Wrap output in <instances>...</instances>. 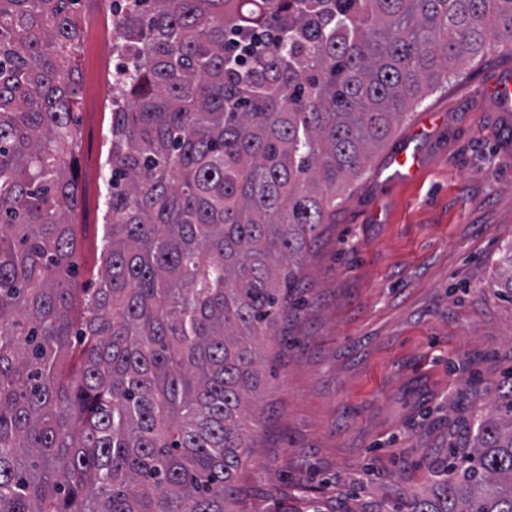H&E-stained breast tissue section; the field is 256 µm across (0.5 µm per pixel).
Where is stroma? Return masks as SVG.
Instances as JSON below:
<instances>
[{"label": "stroma", "mask_w": 512, "mask_h": 512, "mask_svg": "<svg viewBox=\"0 0 512 512\" xmlns=\"http://www.w3.org/2000/svg\"><path fill=\"white\" fill-rule=\"evenodd\" d=\"M109 0H80L84 196L78 281L100 266L109 79L120 59ZM512 52L469 61L397 121L301 266L265 340L261 418L233 512H411L449 448L512 371V299L492 283L512 242V157L487 88ZM414 152V176L393 153Z\"/></svg>", "instance_id": "stroma-1"}]
</instances>
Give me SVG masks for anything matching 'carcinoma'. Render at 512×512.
Here are the masks:
<instances>
[{
    "label": "carcinoma",
    "mask_w": 512,
    "mask_h": 512,
    "mask_svg": "<svg viewBox=\"0 0 512 512\" xmlns=\"http://www.w3.org/2000/svg\"><path fill=\"white\" fill-rule=\"evenodd\" d=\"M76 0H0V512H231L262 354L336 190L512 0H111L78 260ZM493 287L512 299V244ZM411 512H512V372ZM110 1L81 0L77 6L84 28V38L78 48L81 95L76 111L80 120L81 145L74 166L84 196V211L77 218L83 238L79 283L88 280V269L96 274L100 267L101 238L106 222L108 186L103 162L111 118L109 79L120 62L113 50L115 31L114 27L112 29V13L108 10Z\"/></svg>",
    "instance_id": "1"
}]
</instances>
